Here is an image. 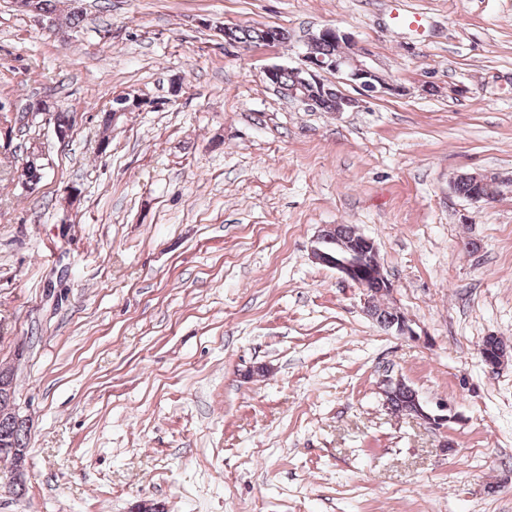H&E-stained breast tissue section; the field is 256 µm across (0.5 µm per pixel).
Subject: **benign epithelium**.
I'll list each match as a JSON object with an SVG mask.
<instances>
[{"label":"benign epithelium","mask_w":512,"mask_h":512,"mask_svg":"<svg viewBox=\"0 0 512 512\" xmlns=\"http://www.w3.org/2000/svg\"><path fill=\"white\" fill-rule=\"evenodd\" d=\"M334 41L338 45L339 54L329 59L315 55L314 45L323 41ZM300 76V82L288 89L287 99L305 108H315L317 94L325 84V77L336 76V80L350 85L365 97H375L384 94L404 95L408 89L390 79H383L377 60L367 50L356 47L355 37L337 27H324L311 34L306 42V49L300 55V62L293 67ZM27 116L34 120L41 118V123L52 128L58 142H65L70 135V129L58 126L55 114L47 101L39 99L29 104ZM467 178L473 185L469 200L478 203H490L492 197L483 192V187L491 179L489 175L469 174ZM321 238L315 239L311 248L312 260L322 266L336 270L345 280L357 285L363 291L365 311H371L374 306L391 298L394 292L393 283L384 275L375 242L368 237L346 240L339 243V249L326 252L320 247ZM395 317L385 325V330L398 336H415L416 332L410 325V320L399 310H394ZM480 357L488 368L495 374L505 364L506 355L492 353L485 348H479ZM409 416L422 421L437 430L447 431L448 423L456 419V414L448 405H441L433 410L420 400H414L413 409Z\"/></svg>","instance_id":"1"}]
</instances>
